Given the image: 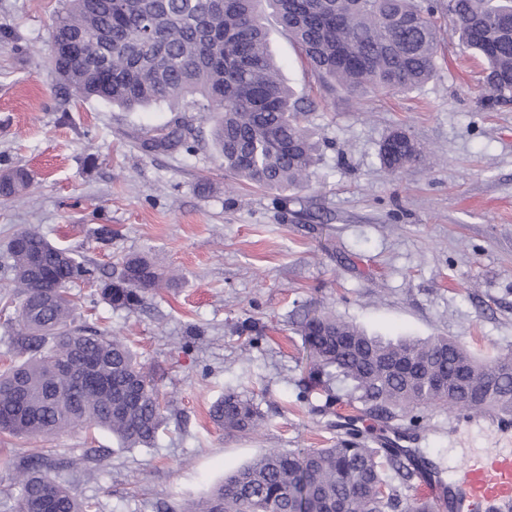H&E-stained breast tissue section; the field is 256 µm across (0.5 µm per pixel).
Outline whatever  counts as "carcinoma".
Returning <instances> with one entry per match:
<instances>
[{"instance_id":"cac0c4a2","label":"carcinoma","mask_w":512,"mask_h":512,"mask_svg":"<svg viewBox=\"0 0 512 512\" xmlns=\"http://www.w3.org/2000/svg\"><path fill=\"white\" fill-rule=\"evenodd\" d=\"M301 49L328 90L351 96L417 88L436 70L440 30L426 0H65L51 24L60 53L54 70L73 93L128 111L166 106L213 122L212 144L237 180L277 191L305 188L318 145L302 125V100L271 54L267 14ZM459 45L486 64L485 90L512 102V0H448ZM178 117L144 139L147 153L196 152ZM384 165L398 172L422 150L404 132L383 142ZM16 169L0 184L7 200L25 191ZM19 330L17 362L0 374V434L20 438L104 429L121 448L155 445L165 423L155 373L121 339L76 325L71 285L97 281L69 248L40 231L17 232L7 249ZM178 279L148 255L113 263L103 299L133 310L145 294ZM311 383L385 420L420 423L430 406L512 413V356L481 360L446 336L384 341L331 312L300 323ZM336 393H331V381ZM210 417L226 433L263 421L256 402L229 391ZM397 452L355 433L334 448L269 450L227 476L185 512H433L404 500L410 483ZM15 512H92L44 455L16 470Z\"/></svg>"}]
</instances>
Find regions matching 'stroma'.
I'll return each mask as SVG.
<instances>
[{
    "label": "stroma",
    "mask_w": 512,
    "mask_h": 512,
    "mask_svg": "<svg viewBox=\"0 0 512 512\" xmlns=\"http://www.w3.org/2000/svg\"><path fill=\"white\" fill-rule=\"evenodd\" d=\"M62 6L0 0V171L30 175L19 197L0 199V263L33 225L102 278L134 252L178 270L134 311L111 308L97 284L74 288L83 322L159 370L165 424L154 447L131 450L103 430L0 436V505L17 497L15 464L43 449L97 512H184L265 450L332 448L352 430L379 444L398 437L439 483L463 454L512 448V429L440 406L413 427L327 401L297 330L306 311L322 310L385 340L448 336L483 359L512 354V102L488 101L448 0L437 2L435 75L393 96L323 89L297 45L271 30L320 146L307 188L285 200L225 172L197 113L186 115L194 154H148L141 140L174 113L77 99L51 64L49 26ZM397 129L428 159L394 174L380 148ZM104 224L108 246L94 235ZM229 389L255 399L257 432L232 437L212 422Z\"/></svg>",
    "instance_id": "1"
}]
</instances>
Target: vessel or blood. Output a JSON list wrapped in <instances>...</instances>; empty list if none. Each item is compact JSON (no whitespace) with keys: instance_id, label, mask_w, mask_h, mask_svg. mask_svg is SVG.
Returning a JSON list of instances; mask_svg holds the SVG:
<instances>
[{"instance_id":"obj_1","label":"vessel or blood","mask_w":512,"mask_h":512,"mask_svg":"<svg viewBox=\"0 0 512 512\" xmlns=\"http://www.w3.org/2000/svg\"><path fill=\"white\" fill-rule=\"evenodd\" d=\"M416 491L448 512H512V448L463 459L454 483L419 482Z\"/></svg>"}]
</instances>
